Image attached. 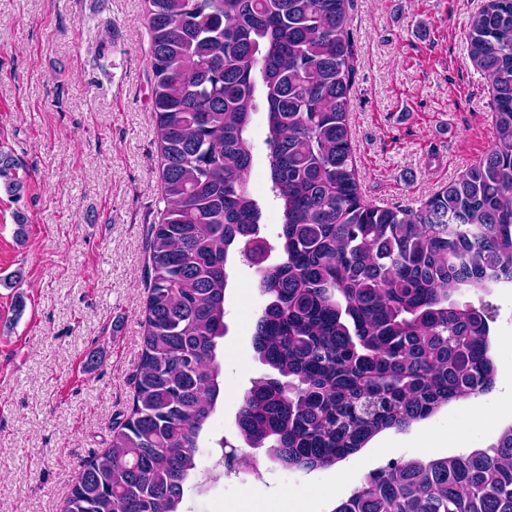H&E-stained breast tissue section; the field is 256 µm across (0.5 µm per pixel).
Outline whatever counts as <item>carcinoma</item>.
I'll return each instance as SVG.
<instances>
[{
	"label": "carcinoma",
	"instance_id": "carcinoma-1",
	"mask_svg": "<svg viewBox=\"0 0 512 512\" xmlns=\"http://www.w3.org/2000/svg\"><path fill=\"white\" fill-rule=\"evenodd\" d=\"M159 223L132 403L61 512H180L224 390L227 264L268 297L240 436L287 470L327 468L374 435L494 383L488 318L454 295L512 280V0L468 44L492 80L496 143L420 208L372 207L350 140V0H146ZM263 112L280 260L248 175ZM333 512H512V426L492 453L393 461Z\"/></svg>",
	"mask_w": 512,
	"mask_h": 512
}]
</instances>
